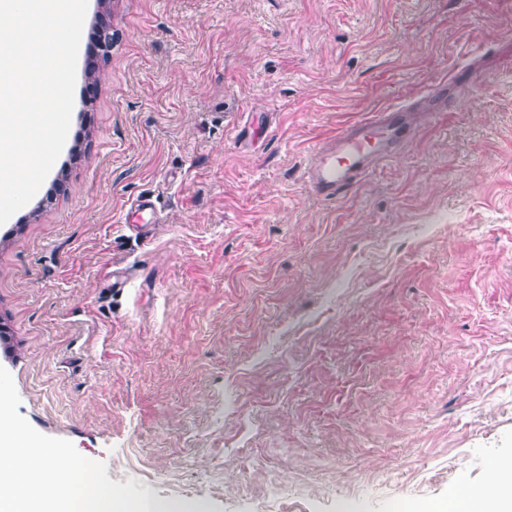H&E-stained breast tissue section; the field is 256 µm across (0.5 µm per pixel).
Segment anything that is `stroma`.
Instances as JSON below:
<instances>
[{
  "label": "stroma",
  "mask_w": 512,
  "mask_h": 512,
  "mask_svg": "<svg viewBox=\"0 0 512 512\" xmlns=\"http://www.w3.org/2000/svg\"><path fill=\"white\" fill-rule=\"evenodd\" d=\"M112 35L0 225L18 411L206 512H440L512 462V0H88ZM473 80L334 200L343 124ZM153 197L158 222L123 221Z\"/></svg>",
  "instance_id": "stroma-1"
}]
</instances>
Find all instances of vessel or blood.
<instances>
[{
  "label": "vessel or blood",
  "instance_id": "b4317fda",
  "mask_svg": "<svg viewBox=\"0 0 512 512\" xmlns=\"http://www.w3.org/2000/svg\"><path fill=\"white\" fill-rule=\"evenodd\" d=\"M414 129L404 108L388 106L348 123L321 142L304 171L309 190L322 199H335L361 183L377 167L395 158ZM129 224L156 223L150 198L133 201L126 210Z\"/></svg>",
  "mask_w": 512,
  "mask_h": 512
}]
</instances>
